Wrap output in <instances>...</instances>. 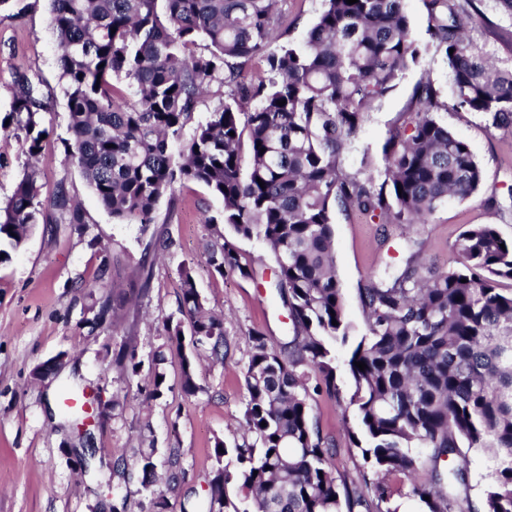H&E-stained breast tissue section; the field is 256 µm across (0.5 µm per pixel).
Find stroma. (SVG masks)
<instances>
[{
	"instance_id": "stroma-1",
	"label": "stroma",
	"mask_w": 512,
	"mask_h": 512,
	"mask_svg": "<svg viewBox=\"0 0 512 512\" xmlns=\"http://www.w3.org/2000/svg\"><path fill=\"white\" fill-rule=\"evenodd\" d=\"M321 9L322 0H284L287 40L300 41ZM490 19L470 35L495 64L510 65L512 19L496 13ZM56 57L47 0H8L0 6V121L12 110L16 76L26 75L50 102L40 115L48 131L37 158L41 197L49 199L58 185H66L86 216L82 224H36L24 245L0 263V512H109L112 495L100 487L98 473L109 472L114 451L146 448L155 449L162 471L169 449H177V484L167 497L168 512H181L183 502L206 499L216 439L230 444L239 435L253 335L262 334L276 351L292 336L276 286L277 265L267 246L253 238L238 243L253 278L212 269L211 221L222 217L223 203L197 183L175 184L172 198L161 200L155 223H115L65 156L68 112ZM425 72L442 100H449L448 64L427 47L419 67L407 71L371 112L349 157L350 170H357L364 157L381 165V146ZM443 118L484 170L476 196L449 200L430 223L409 228L376 224L357 211L335 213L336 270L355 334L364 330L360 288L372 271L403 263L406 238L421 242L426 261L439 267L450 264L452 246L467 225L491 224L512 239V129L490 128L474 112L451 110ZM27 161L23 133L13 127L0 131V201L11 195ZM160 239L169 241L167 251L156 250ZM184 267L205 308L224 317L223 363L212 364L206 347L189 344L180 352L168 342L171 328L186 334L192 328L180 310ZM121 351L135 353L139 371L115 366ZM333 352L339 396H316L313 416L321 434L335 444L331 463L337 479L367 503H374L372 485L380 481L394 504H412L411 479L369 471L349 439L348 428L357 425L348 405L354 381L345 366L347 347L335 346ZM186 354L196 358L202 388L196 395L182 389ZM47 362L53 370L34 377ZM156 370L163 372L165 388L161 398L147 402L141 390ZM65 387L90 388L101 399L102 413L88 427L87 444L79 443L72 419L57 409L56 397Z\"/></svg>"
}]
</instances>
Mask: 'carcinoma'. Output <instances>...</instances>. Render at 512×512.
<instances>
[{
	"instance_id": "1",
	"label": "carcinoma",
	"mask_w": 512,
	"mask_h": 512,
	"mask_svg": "<svg viewBox=\"0 0 512 512\" xmlns=\"http://www.w3.org/2000/svg\"><path fill=\"white\" fill-rule=\"evenodd\" d=\"M48 2L69 115L64 150L113 221L153 224L174 184L195 182L222 199L232 230L210 253L215 272L254 276L239 239L262 241L277 262L294 336L280 352L252 337L242 433L231 447L215 441L207 512L363 506L338 483L334 442L312 415L311 392L338 396L332 344H347L351 331L333 213L339 207L380 224H427L448 199L479 193L483 168L439 111L475 112L492 128L512 127V66H496L469 36L474 23H491L483 0H425L429 43L448 62L451 102L422 76L382 146V167L356 172L346 160L370 113L422 57L405 0H323L299 45L278 42L281 0ZM259 54L266 70L247 75ZM120 77L134 98L114 83ZM212 92L222 100L185 137ZM47 110L41 90L17 76L12 113L31 157L47 134L36 116ZM39 181L28 168L0 203V254L19 247L41 220L84 223L63 185L45 213ZM453 254L449 269L427 265L411 241L403 265L373 273L361 289L365 331L347 359L355 443L376 471L413 479L426 512H461L463 449H484L482 512H512V287H500L512 282V239L492 224H473ZM180 274L193 335L221 363L224 316L205 311L190 270ZM182 386L189 395L199 390L187 357ZM136 467L151 490V512H167L166 491L153 489L154 452H139Z\"/></svg>"
}]
</instances>
